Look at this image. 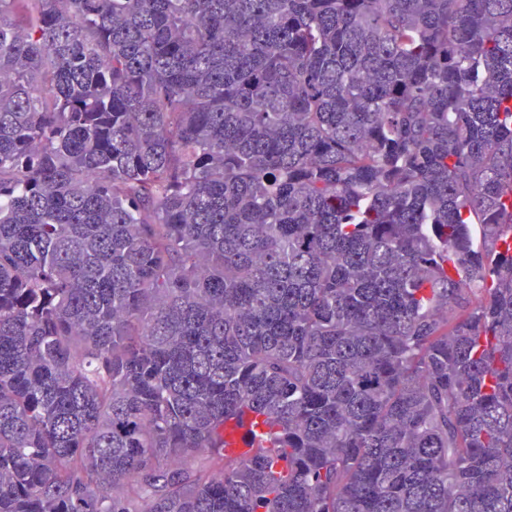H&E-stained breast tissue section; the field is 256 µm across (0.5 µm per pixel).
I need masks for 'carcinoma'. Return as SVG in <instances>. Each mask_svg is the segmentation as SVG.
Instances as JSON below:
<instances>
[{
	"instance_id": "carcinoma-1",
	"label": "carcinoma",
	"mask_w": 512,
	"mask_h": 512,
	"mask_svg": "<svg viewBox=\"0 0 512 512\" xmlns=\"http://www.w3.org/2000/svg\"><path fill=\"white\" fill-rule=\"evenodd\" d=\"M509 237L512 0H0V512H512Z\"/></svg>"
}]
</instances>
